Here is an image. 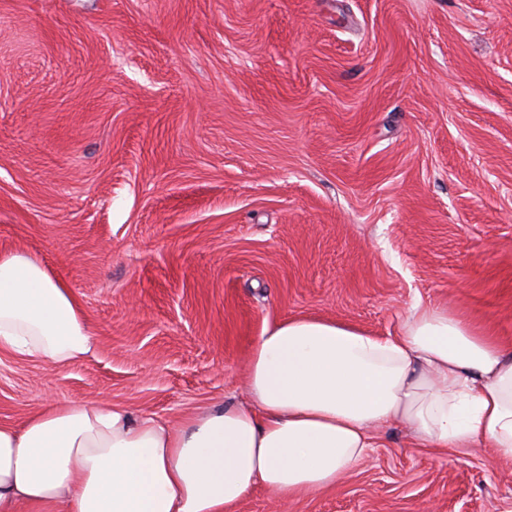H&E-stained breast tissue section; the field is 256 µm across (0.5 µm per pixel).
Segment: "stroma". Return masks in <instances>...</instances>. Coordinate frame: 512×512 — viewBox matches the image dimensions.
I'll return each mask as SVG.
<instances>
[{
	"instance_id": "stroma-1",
	"label": "stroma",
	"mask_w": 512,
	"mask_h": 512,
	"mask_svg": "<svg viewBox=\"0 0 512 512\" xmlns=\"http://www.w3.org/2000/svg\"><path fill=\"white\" fill-rule=\"evenodd\" d=\"M96 350L0 357V422L246 400L264 325L415 303L512 344V0H0V250ZM234 512H512V460L381 431L335 488Z\"/></svg>"
}]
</instances>
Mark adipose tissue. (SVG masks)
<instances>
[{
	"label": "adipose tissue",
	"instance_id": "adipose-tissue-1",
	"mask_svg": "<svg viewBox=\"0 0 512 512\" xmlns=\"http://www.w3.org/2000/svg\"><path fill=\"white\" fill-rule=\"evenodd\" d=\"M94 348L39 255L0 251V355L64 366ZM246 382L248 405L177 429L108 403L0 423V512H231L258 487H335L392 425L426 448L481 442L512 459V347L443 307L414 305L395 336L309 315L264 326Z\"/></svg>",
	"mask_w": 512,
	"mask_h": 512
}]
</instances>
